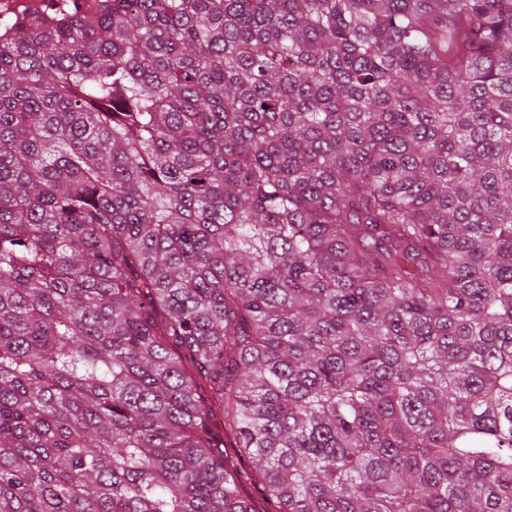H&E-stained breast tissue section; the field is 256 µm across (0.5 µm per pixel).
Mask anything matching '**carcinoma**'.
<instances>
[{"label":"carcinoma","instance_id":"carcinoma-1","mask_svg":"<svg viewBox=\"0 0 512 512\" xmlns=\"http://www.w3.org/2000/svg\"><path fill=\"white\" fill-rule=\"evenodd\" d=\"M78 2L0 38V512H512V0Z\"/></svg>","mask_w":512,"mask_h":512}]
</instances>
